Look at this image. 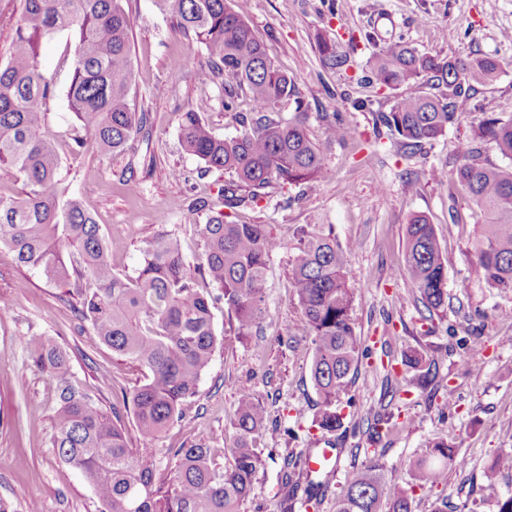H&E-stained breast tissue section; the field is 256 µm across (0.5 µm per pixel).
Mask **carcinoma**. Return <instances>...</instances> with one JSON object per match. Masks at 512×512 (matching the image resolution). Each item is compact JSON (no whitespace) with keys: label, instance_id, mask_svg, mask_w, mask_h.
Returning a JSON list of instances; mask_svg holds the SVG:
<instances>
[{"label":"carcinoma","instance_id":"1","mask_svg":"<svg viewBox=\"0 0 512 512\" xmlns=\"http://www.w3.org/2000/svg\"><path fill=\"white\" fill-rule=\"evenodd\" d=\"M178 25L206 48L212 72L246 90L257 118L236 111L233 92L224 111L238 118L243 130L220 139L196 108L181 114L178 128L183 147L203 164L200 175L224 170L233 179L224 184L219 204L198 199L190 208L206 211L196 225L204 251L190 265L176 234L159 223L143 249L134 277L112 265L110 245L81 197L68 195L59 179L55 142L45 131L43 102L57 87L60 71L45 70L40 45L63 33L75 37L67 66L66 97L76 123L65 133L73 152L97 148L120 153L133 147L149 129V114L131 106L130 20L122 0H21L18 16L8 18L14 34L8 56L0 64V166L23 177L21 197L0 195V247L17 265L38 272L57 285L81 290V319L99 343L112 353L137 362L146 381L132 394L115 393L107 411L74 382L65 350L44 336L25 340L31 363L57 384L56 426L52 448L81 472L92 487L99 512H240L249 497L264 452L256 441L266 410L250 396L238 405L239 443L232 464L224 468L212 450L201 444L171 448L177 468L165 481L155 477L156 449L129 447L121 409H132L146 443L157 441L182 416L183 402L193 396L210 365L217 334L212 299L196 286L206 280L219 290L234 331L246 336L263 311L267 268L279 243L264 224L224 222L223 209L245 207L275 184H305L328 178L322 150L309 138L307 112L296 108L279 118L278 104L293 95L295 82L268 59L265 47L227 0H161ZM324 66L336 69L346 59L336 44H319ZM369 78L396 91L389 111L379 120L400 143L416 154L437 139L471 96L493 84L502 69L492 58L459 56L444 59L420 53L402 40H389L367 61ZM354 131L331 121L329 141H345ZM479 134L495 143L505 165L481 160L477 148L464 146L456 179L484 213L474 247L472 272L487 287L512 291V117L483 120ZM405 269L427 310L442 307L447 278L439 241L422 216L406 230ZM346 251L323 224L300 228L292 259V285L302 317L313 336L310 368L320 398L314 423L320 430L343 427L340 397L352 383L364 350L353 318V288ZM462 467L454 447L435 444L429 456L409 462L416 480L444 483L448 467ZM303 455L284 460L280 470L283 512L315 506L314 491L322 482L300 481ZM512 470V454L497 456L485 469L486 487L495 490L499 473ZM380 465L371 461L352 472L336 500V512H412L408 492L389 490L382 498Z\"/></svg>","mask_w":512,"mask_h":512}]
</instances>
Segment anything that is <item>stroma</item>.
Returning a JSON list of instances; mask_svg holds the SVG:
<instances>
[{
	"label": "stroma",
	"mask_w": 512,
	"mask_h": 512,
	"mask_svg": "<svg viewBox=\"0 0 512 512\" xmlns=\"http://www.w3.org/2000/svg\"><path fill=\"white\" fill-rule=\"evenodd\" d=\"M228 3L265 44L275 67L294 78L298 96L282 101L279 115L292 118L297 102H304L309 136L322 147L330 176L314 185L279 187L251 206L225 210L226 222L265 225L280 244L267 272L266 304L249 336L241 338L228 330L223 301H215L213 360L197 394L184 402L182 417L155 443L161 468H173L172 449L194 443L216 449L221 464L231 463L238 404L248 395L267 411L257 445L268 459L241 512H281L283 459L315 442L342 451V471L320 489L317 512H336L353 468L373 458L382 466L384 488L408 490L413 512H433L441 497L448 500V512H496L497 499L512 495V471L503 472L492 491L483 472L498 454L512 452V292L487 288L471 271L485 216L454 173L457 152L467 142L479 143L487 162H503L491 143L479 141L478 125L486 114L512 116V0ZM123 7L131 23L130 100L149 113V133L138 136L132 153L76 154L62 138L57 152L64 186L84 193L111 245L116 271L131 276L161 215L185 254L197 260L203 245L195 226L205 215L189 204L198 198L218 202L229 179L221 171L197 178L200 162L178 138L179 114L201 103L217 136H236L241 127L224 110V79H208L204 46L181 32L158 0H123ZM322 38L335 41L340 52L356 41L348 65L323 66L317 48ZM396 38L443 57L488 56L502 63L497 81L478 91L469 111L458 113L445 135L409 159L377 122L378 113L389 110L393 91L359 80L378 45ZM175 57L184 61L177 76L170 70ZM333 118L353 126L355 139L327 142L324 126ZM178 170L183 178H175ZM178 199L186 209H172ZM417 215L434 226L447 276L445 305L432 313L419 302L405 270L406 226ZM305 224L331 226L346 250L355 330L372 346L341 397L345 429L335 433L313 424V345L291 285L297 231ZM0 276L28 283L20 290L0 287V297L10 301L0 317V498L16 512H24L34 496L42 512H98L90 485L51 445L56 385L31 366L24 340L38 334L61 345L76 383L106 409L113 390L134 392L144 372L97 341L76 313L77 294L17 268L4 248ZM474 351L484 355L477 368L467 361ZM413 354L438 361L441 383L420 386L405 364ZM387 389L394 400L384 399ZM384 411L393 413V427L379 442H367L369 423ZM440 441L455 447L465 467L449 469L439 486L416 481L409 461Z\"/></svg>",
	"instance_id": "obj_1"
}]
</instances>
